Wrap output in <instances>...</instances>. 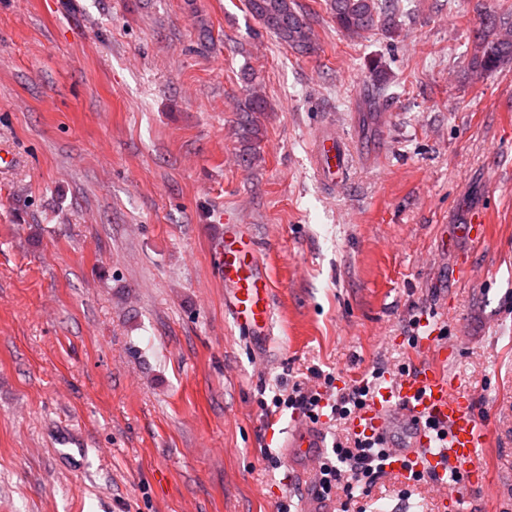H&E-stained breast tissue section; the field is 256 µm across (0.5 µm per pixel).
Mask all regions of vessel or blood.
Returning a JSON list of instances; mask_svg holds the SVG:
<instances>
[{
	"mask_svg": "<svg viewBox=\"0 0 512 512\" xmlns=\"http://www.w3.org/2000/svg\"><path fill=\"white\" fill-rule=\"evenodd\" d=\"M309 154L318 179L335 184L347 170L350 157L334 128L319 130ZM218 275L224 283V308L234 324L253 340L273 333V298L267 264L253 237L242 224H228L215 246ZM421 352L433 354L405 374H386L369 407L353 420L355 431L379 439L398 462L411 470L442 477L449 468L463 470L469 484L489 479L487 470L474 460L483 447L486 432L468 399L457 392L448 369L446 347L432 331L418 338ZM325 430L306 419H296L278 446L287 461L304 475L317 464L327 446Z\"/></svg>",
	"mask_w": 512,
	"mask_h": 512,
	"instance_id": "1",
	"label": "vessel or blood"
}]
</instances>
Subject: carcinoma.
Listing matches in <instances>:
<instances>
[{
  "label": "carcinoma",
  "instance_id": "obj_1",
  "mask_svg": "<svg viewBox=\"0 0 512 512\" xmlns=\"http://www.w3.org/2000/svg\"><path fill=\"white\" fill-rule=\"evenodd\" d=\"M248 9L263 27L286 46L306 53L312 46V30L296 9L294 0H247ZM336 26L349 36H360L386 15L383 0H330ZM512 67V7L487 18L478 33L472 75H484ZM268 110L267 100L253 91L238 105L242 112L243 137L256 134L257 115Z\"/></svg>",
  "mask_w": 512,
  "mask_h": 512
}]
</instances>
